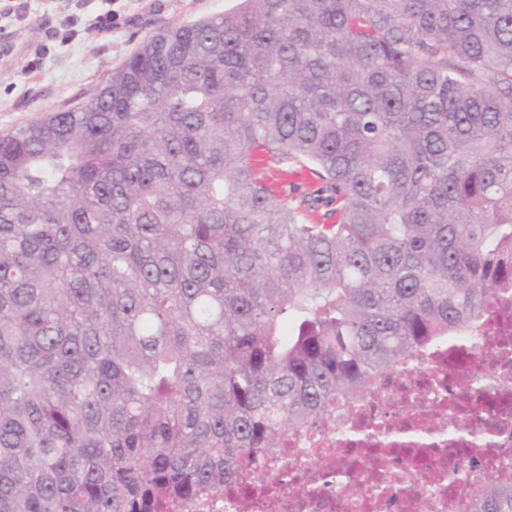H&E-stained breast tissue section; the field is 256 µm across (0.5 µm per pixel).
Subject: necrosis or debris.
I'll list each match as a JSON object with an SVG mask.
<instances>
[{"instance_id": "4bbe7bcc", "label": "necrosis or debris", "mask_w": 512, "mask_h": 512, "mask_svg": "<svg viewBox=\"0 0 512 512\" xmlns=\"http://www.w3.org/2000/svg\"><path fill=\"white\" fill-rule=\"evenodd\" d=\"M468 333L479 348L415 351L289 434L262 478L169 512H474L488 471L512 477V287Z\"/></svg>"}]
</instances>
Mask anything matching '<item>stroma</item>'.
Instances as JSON below:
<instances>
[{"instance_id": "obj_1", "label": "stroma", "mask_w": 512, "mask_h": 512, "mask_svg": "<svg viewBox=\"0 0 512 512\" xmlns=\"http://www.w3.org/2000/svg\"><path fill=\"white\" fill-rule=\"evenodd\" d=\"M0 0V135L81 103L87 92L164 29L223 13L230 0H30L23 20ZM111 11L112 26L72 41L53 37L65 18L85 23ZM49 43L38 65L34 49Z\"/></svg>"}]
</instances>
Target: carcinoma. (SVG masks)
<instances>
[{
	"mask_svg": "<svg viewBox=\"0 0 512 512\" xmlns=\"http://www.w3.org/2000/svg\"><path fill=\"white\" fill-rule=\"evenodd\" d=\"M510 285L512 0L168 28L0 136V512L218 496ZM269 164L272 166V173L278 175V181L283 183V189L286 190L290 199H294V202L298 201L307 192L315 189L313 177L308 172L288 168V176H280L281 169H284V167L274 163Z\"/></svg>",
	"mask_w": 512,
	"mask_h": 512,
	"instance_id": "obj_1",
	"label": "carcinoma"
}]
</instances>
